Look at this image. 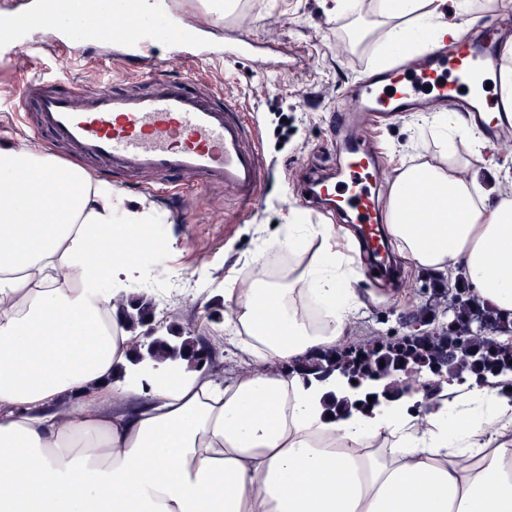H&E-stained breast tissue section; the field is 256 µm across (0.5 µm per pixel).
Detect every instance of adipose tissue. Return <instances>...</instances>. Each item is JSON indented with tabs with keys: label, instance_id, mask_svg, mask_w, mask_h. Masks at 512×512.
<instances>
[{
	"label": "adipose tissue",
	"instance_id": "adipose-tissue-1",
	"mask_svg": "<svg viewBox=\"0 0 512 512\" xmlns=\"http://www.w3.org/2000/svg\"><path fill=\"white\" fill-rule=\"evenodd\" d=\"M385 51L411 26L451 33L469 0H380ZM438 154L396 170L388 231L418 265L462 271L512 313V200L489 199L454 145L482 141L443 112ZM39 149L0 143V512H512V395L469 381L439 410L409 398L327 417L336 378L293 365L343 341L358 305L349 230L301 213L263 240L247 288L225 287L224 331L251 367L228 379L179 361H135L115 303L153 278L139 254L152 209ZM426 189L432 224L409 193ZM307 256L272 280L268 252Z\"/></svg>",
	"mask_w": 512,
	"mask_h": 512
}]
</instances>
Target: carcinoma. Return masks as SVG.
Listing matches in <instances>:
<instances>
[{
  "label": "carcinoma",
  "mask_w": 512,
  "mask_h": 512,
  "mask_svg": "<svg viewBox=\"0 0 512 512\" xmlns=\"http://www.w3.org/2000/svg\"><path fill=\"white\" fill-rule=\"evenodd\" d=\"M452 292L455 310L447 325L437 329L422 326L402 336H373L332 350H319L302 361L297 370L318 381L333 373L349 383L357 381L355 388L361 389L357 398L333 399L328 410L334 413L374 407L382 397L402 394L403 373L407 370L419 369L433 377V384L427 387L430 394L464 374L484 381L489 376L499 378L511 373L512 339L503 340L501 336H512V317L503 318L497 310L480 303L467 285ZM120 309L133 327H146L153 318V304L148 301L132 300ZM479 313L487 317L486 333L470 331ZM135 353L138 360L148 356L160 363L177 358L195 365L204 363V347L182 327L152 337ZM446 355L457 364L458 373L443 374L442 359ZM370 396L374 397L372 403L368 401Z\"/></svg>",
  "instance_id": "obj_1"
}]
</instances>
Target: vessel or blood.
Returning <instances> with one entry per match:
<instances>
[{
	"mask_svg": "<svg viewBox=\"0 0 512 512\" xmlns=\"http://www.w3.org/2000/svg\"><path fill=\"white\" fill-rule=\"evenodd\" d=\"M72 31L111 44L114 59L128 64L150 55L160 44L170 47L183 64L252 57L250 42L222 46L197 27L180 24L171 0H155L148 12L142 11L139 0H116L111 6L89 0ZM26 47L21 29L1 18L0 52L11 54ZM503 54L497 26L469 22L447 38H428L426 49L409 61H395L376 76L361 75L351 87V107L337 110L335 117L337 130L345 134L337 150L356 156L343 171L349 194L336 195L322 183L305 188L304 201L319 210L328 209L333 200L345 204L368 240L384 241L372 172L375 161L365 155V142L351 131L356 113L372 112L381 121L421 111L429 88L448 111L474 122L479 133L506 132L512 128L508 124H486L484 113L496 106L472 91L477 75L497 70ZM196 81L192 74H158L149 91L128 88L101 97L64 82L35 78L25 83L12 109H36L41 129L66 145L70 157L97 160L109 171L158 176L156 193H168L173 179L195 178L232 188L245 207H254L268 182L255 134L235 101L216 103L213 95L196 90Z\"/></svg>",
	"mask_w": 512,
	"mask_h": 512,
	"instance_id": "b4317fda",
	"label": "vessel or blood"
}]
</instances>
